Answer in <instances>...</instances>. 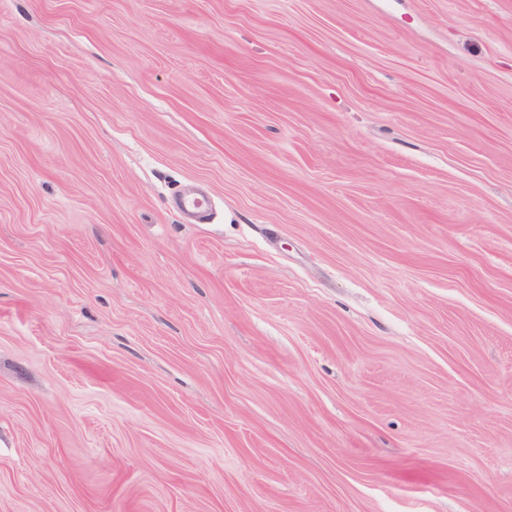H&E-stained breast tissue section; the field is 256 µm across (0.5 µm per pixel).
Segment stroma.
<instances>
[{"instance_id": "1", "label": "stroma", "mask_w": 512, "mask_h": 512, "mask_svg": "<svg viewBox=\"0 0 512 512\" xmlns=\"http://www.w3.org/2000/svg\"><path fill=\"white\" fill-rule=\"evenodd\" d=\"M0 512H512V0H0Z\"/></svg>"}]
</instances>
